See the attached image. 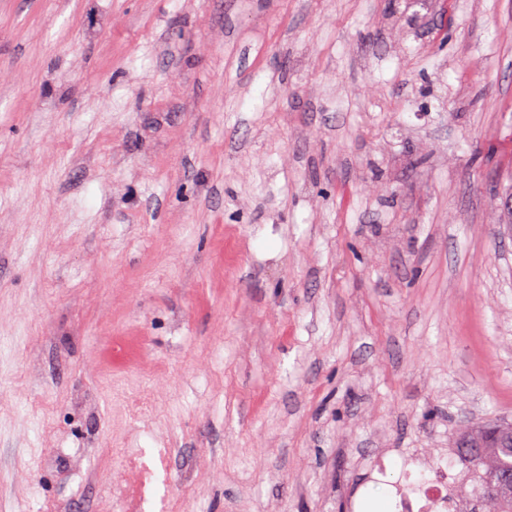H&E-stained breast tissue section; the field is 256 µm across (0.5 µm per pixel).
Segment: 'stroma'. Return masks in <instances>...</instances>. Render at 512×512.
<instances>
[{
  "mask_svg": "<svg viewBox=\"0 0 512 512\" xmlns=\"http://www.w3.org/2000/svg\"><path fill=\"white\" fill-rule=\"evenodd\" d=\"M508 154L512 0H0V512L159 448L145 512H343L512 421Z\"/></svg>",
  "mask_w": 512,
  "mask_h": 512,
  "instance_id": "35a3bbf8",
  "label": "stroma"
}]
</instances>
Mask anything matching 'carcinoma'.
<instances>
[{"label":"carcinoma","instance_id":"obj_1","mask_svg":"<svg viewBox=\"0 0 512 512\" xmlns=\"http://www.w3.org/2000/svg\"><path fill=\"white\" fill-rule=\"evenodd\" d=\"M455 457L477 477L480 489L478 512H512V487H503L494 496L487 494L489 485L512 470V448H475L469 455L457 452Z\"/></svg>","mask_w":512,"mask_h":512}]
</instances>
